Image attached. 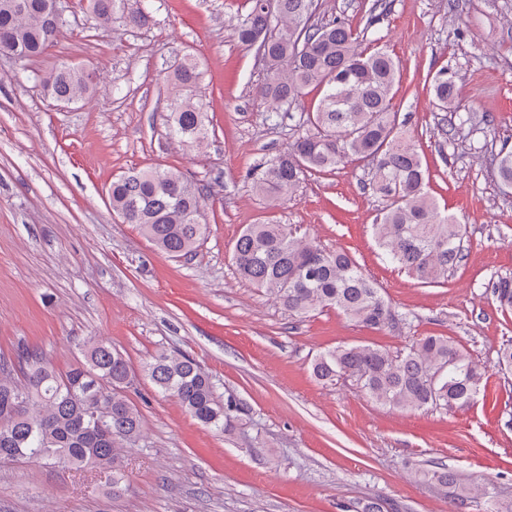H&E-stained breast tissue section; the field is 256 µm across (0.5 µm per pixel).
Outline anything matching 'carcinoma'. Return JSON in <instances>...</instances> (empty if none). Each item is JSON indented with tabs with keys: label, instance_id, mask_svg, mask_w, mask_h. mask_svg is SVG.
<instances>
[{
	"label": "carcinoma",
	"instance_id": "carcinoma-1",
	"mask_svg": "<svg viewBox=\"0 0 512 512\" xmlns=\"http://www.w3.org/2000/svg\"><path fill=\"white\" fill-rule=\"evenodd\" d=\"M127 0H89L95 22L141 28L145 8L130 11ZM235 33L243 47L264 46L265 74L255 94L268 105L272 121L296 104L308 89L319 92L315 108L300 116L288 148L251 169L252 188L276 206L292 197L313 173L328 172L348 161H364L386 205L372 231L393 264L422 284H439L463 261L466 227L441 211L424 189L422 160L412 141L398 129L392 111L399 71L393 57L361 49V40L345 20H319L318 0H248ZM62 23L47 0H0V54L20 62L44 54ZM198 62L186 57L173 70L175 92L166 113V135L201 145L209 137L203 102L191 94L199 81ZM95 74L76 62H62L43 81L53 98L71 103L92 90ZM440 126L456 128L458 87L455 76L440 70L431 81ZM501 184L512 188V150L497 154ZM112 212L135 225L161 252L191 255L204 238L202 189L181 171L154 168L112 182ZM239 275L306 318L334 309L355 324L386 330L406 324L361 266L343 250H326L286 224H250L234 246ZM493 297L512 310V275L499 276ZM23 378H0V414H11L12 430L0 429V459L54 460L76 471L112 473V492L122 490L124 470L117 449L142 437L139 409L126 396L135 373L119 350L104 339L89 343L83 360L61 373L43 353L20 356ZM313 376L324 383L350 381L375 403L399 410L470 405L485 388L484 373L467 350L447 336L426 335L399 351L375 343L340 345L311 361ZM144 373L163 394L176 400L198 422L228 429L236 404L216 396L211 377L191 357L160 351ZM425 479L451 490L455 512L484 504L483 512H512V503L495 498L488 484L464 480L445 468L428 470Z\"/></svg>",
	"mask_w": 512,
	"mask_h": 512
}]
</instances>
